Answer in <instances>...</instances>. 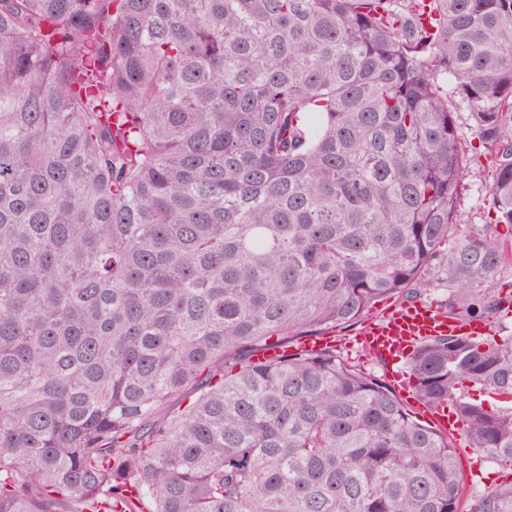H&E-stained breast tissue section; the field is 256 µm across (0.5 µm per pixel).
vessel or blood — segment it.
Here are the masks:
<instances>
[{"label": "vessel or blood", "instance_id": "obj_1", "mask_svg": "<svg viewBox=\"0 0 512 512\" xmlns=\"http://www.w3.org/2000/svg\"><path fill=\"white\" fill-rule=\"evenodd\" d=\"M491 333V328L482 322L462 325L435 307L404 304L383 319L370 323L362 333V343L373 352L392 359L413 350L422 338L428 336L478 337Z\"/></svg>", "mask_w": 512, "mask_h": 512}]
</instances>
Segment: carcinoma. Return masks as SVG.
Instances as JSON below:
<instances>
[{
	"label": "carcinoma",
	"instance_id": "carcinoma-1",
	"mask_svg": "<svg viewBox=\"0 0 512 512\" xmlns=\"http://www.w3.org/2000/svg\"><path fill=\"white\" fill-rule=\"evenodd\" d=\"M509 270L512 0H0V512H512V336L303 347ZM454 112L455 123L459 138L469 146L473 161L468 165L463 179V190L460 199V210L465 224L479 226L489 224L486 222L488 201L483 191L485 179L490 170L489 162L483 156L479 142L474 139L472 122L467 107L458 101L450 102ZM460 459L465 477L470 486L484 488L501 484L506 476H510V473L511 477L508 478V482L512 481V470L505 471L494 463L477 458L470 449L462 450ZM476 463L480 466V473L473 475V465Z\"/></svg>",
	"mask_w": 512,
	"mask_h": 512
}]
</instances>
